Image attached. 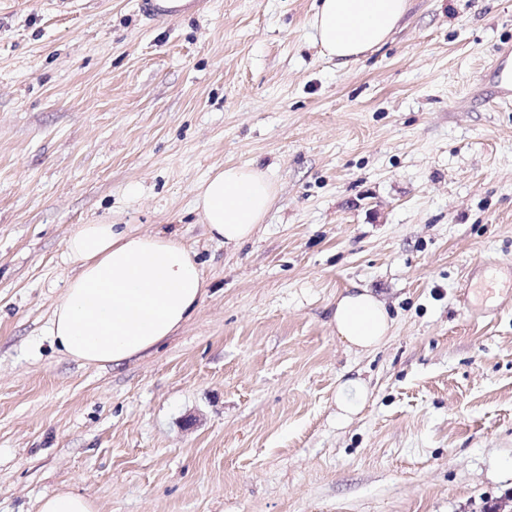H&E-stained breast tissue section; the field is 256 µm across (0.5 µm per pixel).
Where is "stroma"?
<instances>
[{
    "label": "stroma",
    "mask_w": 512,
    "mask_h": 512,
    "mask_svg": "<svg viewBox=\"0 0 512 512\" xmlns=\"http://www.w3.org/2000/svg\"><path fill=\"white\" fill-rule=\"evenodd\" d=\"M315 0H0V512H488L512 497V0H410L357 63ZM278 193L253 238L193 206L225 164ZM177 233L191 317L121 367L52 346L75 225ZM369 288L393 328L337 336ZM349 378L365 402L337 419ZM333 323L337 336L356 353L370 352L383 345L392 326L382 301L368 288L357 286L337 296ZM39 512H95V504L78 493H59L44 497Z\"/></svg>",
    "instance_id": "stroma-1"
}]
</instances>
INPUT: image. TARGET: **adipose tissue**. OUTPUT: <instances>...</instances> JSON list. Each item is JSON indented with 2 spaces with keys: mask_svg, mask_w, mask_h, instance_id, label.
<instances>
[{
  "mask_svg": "<svg viewBox=\"0 0 512 512\" xmlns=\"http://www.w3.org/2000/svg\"><path fill=\"white\" fill-rule=\"evenodd\" d=\"M408 0H317L311 18L323 56L346 66L385 44ZM277 186L267 171L231 164L202 180L195 192L210 238L235 248L251 238L273 204ZM75 265L54 306L49 335L69 358L120 366L170 336L204 295L194 252L176 235L143 234L111 223L80 224L65 244ZM336 334L355 352L383 345L392 321L369 289L353 287L336 298Z\"/></svg>",
  "mask_w": 512,
  "mask_h": 512,
  "instance_id": "obj_1",
  "label": "adipose tissue"
}]
</instances>
